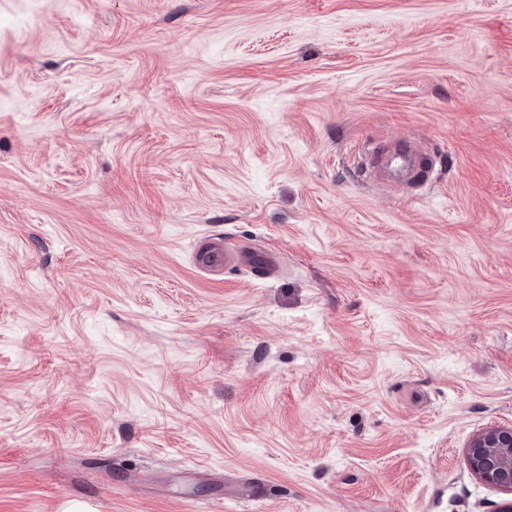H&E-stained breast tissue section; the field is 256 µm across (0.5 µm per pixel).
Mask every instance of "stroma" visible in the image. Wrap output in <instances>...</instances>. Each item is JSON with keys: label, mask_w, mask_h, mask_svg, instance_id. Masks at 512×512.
<instances>
[{"label": "stroma", "mask_w": 512, "mask_h": 512, "mask_svg": "<svg viewBox=\"0 0 512 512\" xmlns=\"http://www.w3.org/2000/svg\"><path fill=\"white\" fill-rule=\"evenodd\" d=\"M490 426L512 0H0V512H500ZM375 159L384 161L399 179L420 175L425 158L420 157L414 143L407 138H398L390 145H378L373 151ZM471 472L512 495V427H489L477 433L467 446Z\"/></svg>", "instance_id": "35a3bbf8"}]
</instances>
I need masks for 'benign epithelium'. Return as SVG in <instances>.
<instances>
[{
  "label": "benign epithelium",
  "instance_id": "obj_1",
  "mask_svg": "<svg viewBox=\"0 0 512 512\" xmlns=\"http://www.w3.org/2000/svg\"><path fill=\"white\" fill-rule=\"evenodd\" d=\"M471 472L512 495V427H489L477 433L467 446Z\"/></svg>",
  "mask_w": 512,
  "mask_h": 512
}]
</instances>
